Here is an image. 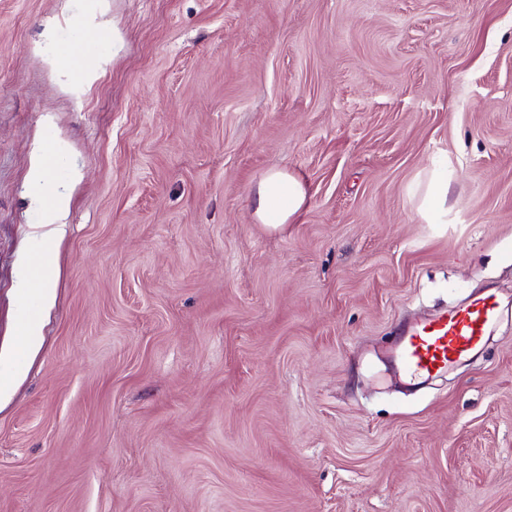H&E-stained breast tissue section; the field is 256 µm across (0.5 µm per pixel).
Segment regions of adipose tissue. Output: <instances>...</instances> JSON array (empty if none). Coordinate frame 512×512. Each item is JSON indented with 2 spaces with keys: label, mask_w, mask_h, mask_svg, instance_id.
Listing matches in <instances>:
<instances>
[{
  "label": "adipose tissue",
  "mask_w": 512,
  "mask_h": 512,
  "mask_svg": "<svg viewBox=\"0 0 512 512\" xmlns=\"http://www.w3.org/2000/svg\"><path fill=\"white\" fill-rule=\"evenodd\" d=\"M31 198L44 207L42 223L34 225L31 233L33 248L26 259L19 283L22 299L37 298L42 305L51 302V286L56 271L43 259L46 246L60 242L66 234L63 219L69 208L68 198L61 192L53 170L44 159H36L28 174ZM308 191L301 179L284 170L273 169L258 180L251 204L254 215L272 231L285 230L294 223L306 206Z\"/></svg>",
  "instance_id": "adipose-tissue-1"
}]
</instances>
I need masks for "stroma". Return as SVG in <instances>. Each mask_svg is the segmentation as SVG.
I'll use <instances>...</instances> for the list:
<instances>
[{
	"instance_id": "35a3bbf8",
	"label": "stroma",
	"mask_w": 512,
	"mask_h": 512,
	"mask_svg": "<svg viewBox=\"0 0 512 512\" xmlns=\"http://www.w3.org/2000/svg\"><path fill=\"white\" fill-rule=\"evenodd\" d=\"M42 144L69 227L0 512H512V0H0L5 361ZM273 168L308 189L282 232ZM480 291L487 342L407 378L401 329ZM307 198V187L301 179L288 171L273 169L258 180L251 204L265 228L284 231L302 213ZM450 180L448 173H433L426 185L422 204L419 212L422 217L432 214H438L441 217H448V208L446 207L448 199V188Z\"/></svg>"
}]
</instances>
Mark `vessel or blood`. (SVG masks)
<instances>
[{"instance_id":"1","label":"vessel or blood","mask_w":512,"mask_h":512,"mask_svg":"<svg viewBox=\"0 0 512 512\" xmlns=\"http://www.w3.org/2000/svg\"><path fill=\"white\" fill-rule=\"evenodd\" d=\"M500 302L495 294H474L459 308L422 322L399 341V360L413 376L433 375L477 348L496 325Z\"/></svg>"}]
</instances>
